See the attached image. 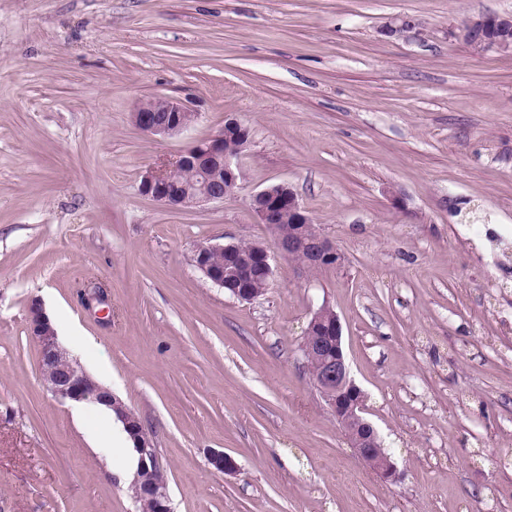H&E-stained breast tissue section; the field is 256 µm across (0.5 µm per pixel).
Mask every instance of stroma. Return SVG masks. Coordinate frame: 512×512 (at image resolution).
I'll use <instances>...</instances> for the list:
<instances>
[{
    "instance_id": "1",
    "label": "stroma",
    "mask_w": 512,
    "mask_h": 512,
    "mask_svg": "<svg viewBox=\"0 0 512 512\" xmlns=\"http://www.w3.org/2000/svg\"><path fill=\"white\" fill-rule=\"evenodd\" d=\"M482 14L512 0H0V512H139L90 445L106 420L42 384L34 299L140 418L173 512H512V52L452 36ZM398 16L417 27L385 35ZM155 96L193 124L142 133ZM230 117L251 130L235 193L141 194ZM275 184L342 261L277 259L242 302L189 256L272 244L248 198ZM325 304L396 481L309 382Z\"/></svg>"
}]
</instances>
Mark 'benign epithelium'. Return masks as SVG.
I'll return each instance as SVG.
<instances>
[{
  "mask_svg": "<svg viewBox=\"0 0 512 512\" xmlns=\"http://www.w3.org/2000/svg\"><path fill=\"white\" fill-rule=\"evenodd\" d=\"M453 36L478 52L512 51V17L487 15L470 18ZM132 118L143 133L174 136L191 125L194 114L182 103L162 97L141 101ZM249 140L248 126L235 119H227L218 134L192 143L175 161L148 172L140 183V192L172 208L222 202L238 188L240 167ZM185 168L195 169L204 178L193 191H183L175 183L177 173ZM249 207L261 224L271 227L280 223L286 214L296 225L290 237H275L276 254L280 257L289 259L300 255L306 268L341 262V254L325 237L309 240L304 236V229L312 219L290 187L277 184L258 191L250 196ZM221 252L234 257L239 253V244L200 243L193 249L190 262L212 284L229 289L234 298L253 300L251 290L244 286L240 265L224 269L213 266L211 255ZM272 261L273 254L268 246L261 243L253 245L252 262L269 278L273 276ZM327 309L326 305L320 307L305 331L304 352L310 351L320 360L319 371L310 381L336 417L357 457L384 480L393 481L397 477V469L391 457L379 448L378 432L365 417L366 394L351 375L340 319L335 313L326 315ZM28 333L38 348L41 378L46 391L61 402H94L115 412L140 455V465L131 482L136 500L145 512H171L164 468L137 414L70 358L49 316L37 301L29 306ZM209 462L222 473H232L237 468L233 458L222 451L211 452Z\"/></svg>",
  "mask_w": 512,
  "mask_h": 512,
  "instance_id": "obj_1",
  "label": "benign epithelium"
}]
</instances>
